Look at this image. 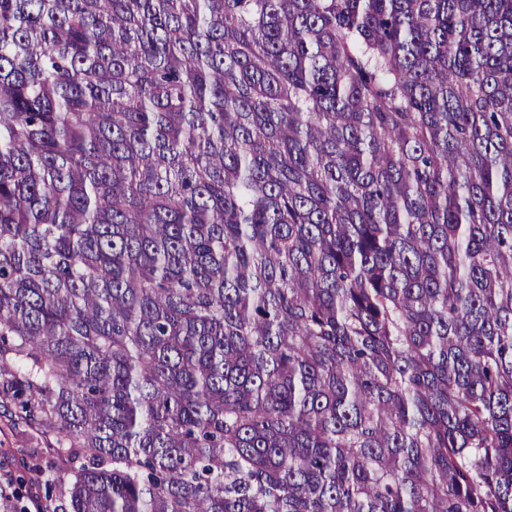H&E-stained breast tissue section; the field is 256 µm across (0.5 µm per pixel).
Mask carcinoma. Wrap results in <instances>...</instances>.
<instances>
[{"label": "carcinoma", "instance_id": "cac0c4a2", "mask_svg": "<svg viewBox=\"0 0 512 512\" xmlns=\"http://www.w3.org/2000/svg\"><path fill=\"white\" fill-rule=\"evenodd\" d=\"M0 400V512H512V0H0ZM1 410L0 417V448H10L11 456L7 461H4L2 457V465L1 467H6V469L15 471V468L19 467V463H21L22 459H25L26 456L32 454L34 450L38 451L40 455H42V463L45 468L51 471H55L58 466L57 457L49 450L45 448H36L43 447L40 443H36L31 440L27 432L26 427L20 426L16 430H14L11 426H9L6 418L3 414V408Z\"/></svg>", "mask_w": 512, "mask_h": 512}]
</instances>
